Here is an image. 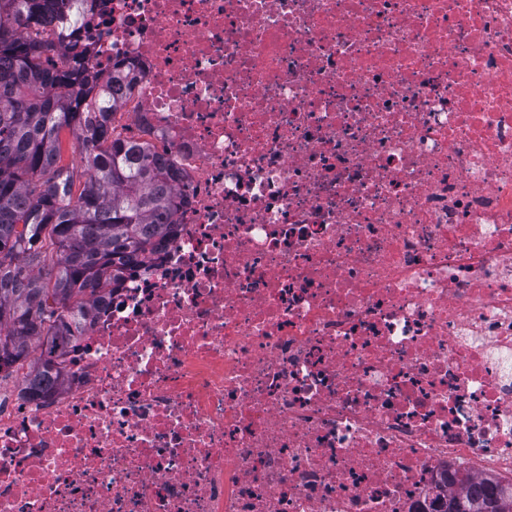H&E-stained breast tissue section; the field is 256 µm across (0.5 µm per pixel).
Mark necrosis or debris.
Returning a JSON list of instances; mask_svg holds the SVG:
<instances>
[{"mask_svg":"<svg viewBox=\"0 0 512 512\" xmlns=\"http://www.w3.org/2000/svg\"><path fill=\"white\" fill-rule=\"evenodd\" d=\"M176 232L0 381V512H421L512 482V0H97Z\"/></svg>","mask_w":512,"mask_h":512,"instance_id":"4bbe7bcc","label":"necrosis or debris"}]
</instances>
